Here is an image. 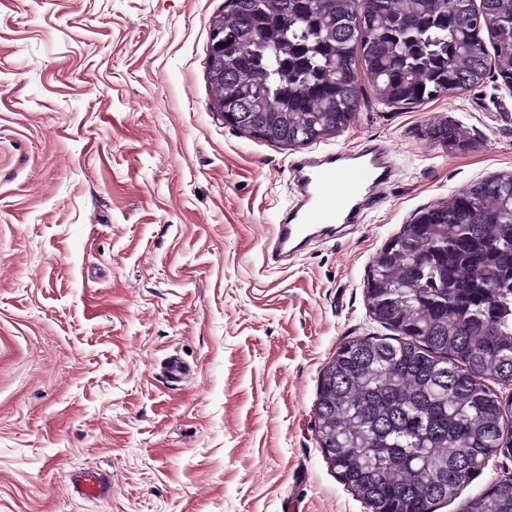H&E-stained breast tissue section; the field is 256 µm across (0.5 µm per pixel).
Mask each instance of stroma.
Listing matches in <instances>:
<instances>
[{"label":"stroma","mask_w":512,"mask_h":512,"mask_svg":"<svg viewBox=\"0 0 512 512\" xmlns=\"http://www.w3.org/2000/svg\"><path fill=\"white\" fill-rule=\"evenodd\" d=\"M223 11L0 0V512H369L320 448L322 371L386 335L364 284L402 225L512 171V93L491 69L399 108L363 79L342 132L284 149L224 122ZM446 121L461 148L427 138ZM372 139L395 167L379 206L268 263L292 159ZM84 468L111 476L109 499L73 494ZM506 476L505 453L437 512Z\"/></svg>","instance_id":"1"}]
</instances>
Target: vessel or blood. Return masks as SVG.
<instances>
[{
    "instance_id": "obj_1",
    "label": "vessel or blood",
    "mask_w": 512,
    "mask_h": 512,
    "mask_svg": "<svg viewBox=\"0 0 512 512\" xmlns=\"http://www.w3.org/2000/svg\"><path fill=\"white\" fill-rule=\"evenodd\" d=\"M290 173L298 199L281 213L266 247L276 262L307 238L335 232L338 221L362 223L367 211L379 204L380 190L390 183L392 165L385 148L369 140L352 151L298 156ZM70 482L82 498L105 499L112 494L111 478L95 470L77 472Z\"/></svg>"
}]
</instances>
